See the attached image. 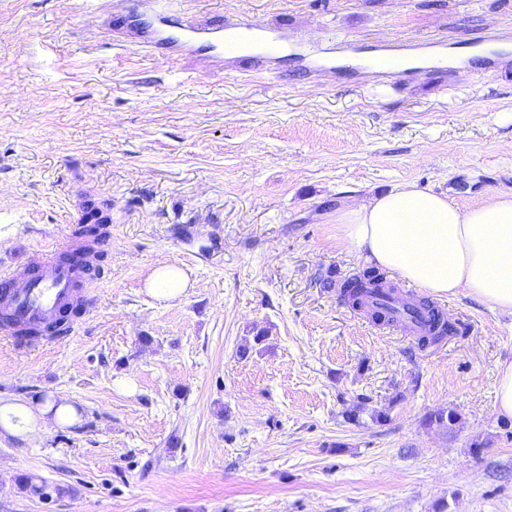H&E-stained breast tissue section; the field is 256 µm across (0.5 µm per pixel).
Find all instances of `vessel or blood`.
Segmentation results:
<instances>
[{
	"mask_svg": "<svg viewBox=\"0 0 512 512\" xmlns=\"http://www.w3.org/2000/svg\"><path fill=\"white\" fill-rule=\"evenodd\" d=\"M85 11L97 25L108 30L113 41L147 50L164 59L194 60L208 74L223 71L265 73L275 70L279 60H289L297 77L326 85L345 79L355 65H337V57H351L353 47L335 33L319 41L246 16L205 18L190 12L184 0H84ZM512 32L491 31L476 41L477 53L459 56L452 42L423 40L412 45L381 44L365 70L369 84L382 85L395 79H410L423 70L450 73L464 68L491 71L508 55ZM98 242L73 224L58 241L33 250L27 262L28 277L16 286L11 273H0V336L21 346L23 336L36 334L46 342L62 341L73 332L54 325L61 312L77 306L89 294L93 280L88 273L98 256ZM366 308L390 315L392 328L420 335L425 314L414 311L416 292L402 289L366 290Z\"/></svg>",
	"mask_w": 512,
	"mask_h": 512,
	"instance_id": "b4317fda",
	"label": "vessel or blood"
}]
</instances>
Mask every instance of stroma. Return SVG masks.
<instances>
[{"mask_svg": "<svg viewBox=\"0 0 512 512\" xmlns=\"http://www.w3.org/2000/svg\"><path fill=\"white\" fill-rule=\"evenodd\" d=\"M186 5L365 46L512 27V0ZM406 182L464 209L512 192V63L384 88L205 76L113 47L80 0H0V271L78 195L112 220L73 333L0 338V399L79 417L0 428V512H512V313L448 299L459 334L421 347L322 283L370 267L337 208ZM162 260L189 277L177 299L146 290ZM440 409L454 429L423 425ZM495 403L499 415L512 418V364L504 366L499 372Z\"/></svg>", "mask_w": 512, "mask_h": 512, "instance_id": "1", "label": "stroma"}]
</instances>
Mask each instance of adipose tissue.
Here are the masks:
<instances>
[{
	"label": "adipose tissue",
	"instance_id": "1",
	"mask_svg": "<svg viewBox=\"0 0 512 512\" xmlns=\"http://www.w3.org/2000/svg\"><path fill=\"white\" fill-rule=\"evenodd\" d=\"M336 221L348 248L432 295L463 294L512 311V193L463 209L445 194L406 183L347 203ZM49 418L73 423L77 415L63 401H48L37 411L0 403V424L16 435L33 434Z\"/></svg>",
	"mask_w": 512,
	"mask_h": 512
}]
</instances>
